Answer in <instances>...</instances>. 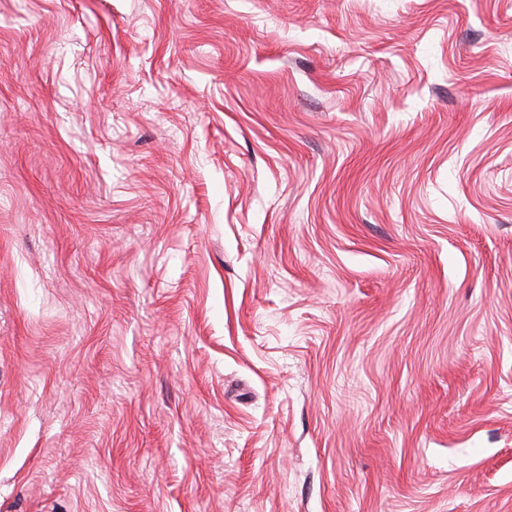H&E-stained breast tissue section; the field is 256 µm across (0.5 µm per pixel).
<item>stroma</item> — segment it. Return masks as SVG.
Returning <instances> with one entry per match:
<instances>
[{
    "label": "stroma",
    "mask_w": 512,
    "mask_h": 512,
    "mask_svg": "<svg viewBox=\"0 0 512 512\" xmlns=\"http://www.w3.org/2000/svg\"><path fill=\"white\" fill-rule=\"evenodd\" d=\"M0 512H512V0H0Z\"/></svg>",
    "instance_id": "obj_1"
}]
</instances>
